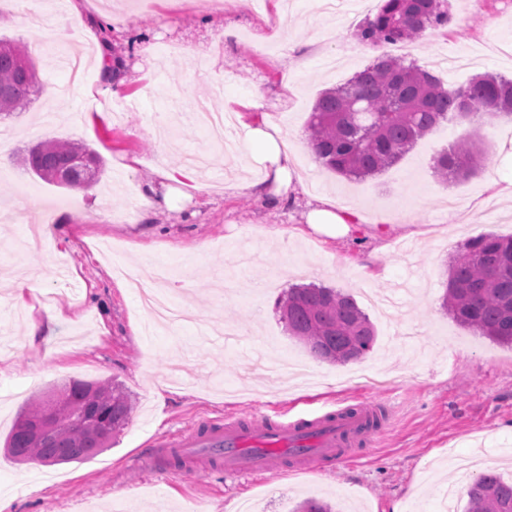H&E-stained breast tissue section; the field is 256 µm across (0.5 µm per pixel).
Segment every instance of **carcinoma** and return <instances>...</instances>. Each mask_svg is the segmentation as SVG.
Here are the masks:
<instances>
[{
    "label": "carcinoma",
    "instance_id": "cac0c4a2",
    "mask_svg": "<svg viewBox=\"0 0 512 512\" xmlns=\"http://www.w3.org/2000/svg\"><path fill=\"white\" fill-rule=\"evenodd\" d=\"M447 23L445 0H382L356 35L377 47L414 41ZM37 61L28 45L0 40V115L24 109L39 91ZM483 116L512 122V79L484 74L447 88L429 70L384 56L319 94L307 124L308 143L329 171L365 179L396 165L441 122ZM483 154L481 138L472 133L435 156L434 169L453 184L477 174ZM22 162L39 179L65 189L90 186L106 171L104 158L84 142L41 141L26 150ZM443 307L459 325L512 346V236L482 234L466 244L451 261ZM278 309L289 335L319 360H358L376 342L367 314L339 289L291 287ZM57 396L63 399V414L49 436L36 441L26 427L43 419L52 395L19 413L4 441L8 456L18 462L57 458L61 464L85 463L111 447L133 410L130 396L115 382L73 379ZM465 512H512V482L497 473L478 475Z\"/></svg>",
    "mask_w": 512,
    "mask_h": 512
}]
</instances>
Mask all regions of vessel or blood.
<instances>
[{"mask_svg":"<svg viewBox=\"0 0 512 512\" xmlns=\"http://www.w3.org/2000/svg\"><path fill=\"white\" fill-rule=\"evenodd\" d=\"M387 408L385 402L367 401L312 418L275 419L262 413L208 420L169 436L162 450L199 463L221 446L225 470L251 473L282 468L279 451L292 444L302 449L294 468L314 469L322 459L352 455L354 446H373L381 433L376 423Z\"/></svg>","mask_w":512,"mask_h":512,"instance_id":"vessel-or-blood-1","label":"vessel or blood"}]
</instances>
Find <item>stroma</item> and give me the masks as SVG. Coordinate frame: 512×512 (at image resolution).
<instances>
[{"mask_svg":"<svg viewBox=\"0 0 512 512\" xmlns=\"http://www.w3.org/2000/svg\"><path fill=\"white\" fill-rule=\"evenodd\" d=\"M381 0H349L347 22L314 0H252L247 10L194 8L183 0H85V25L118 15L110 32L124 61V84L109 89L99 59L106 46L75 31L72 0L46 13L41 0L0 11V39L38 42L40 93L5 118L13 131L0 169V272L29 273L18 302L0 292V496L11 512H294L299 501H331L337 512H464L481 472L512 480V348L458 325L442 305L451 259L482 233L512 235V203L495 184L512 180V124L487 117L448 121L375 178L348 181L325 170L306 140L318 93L345 83L373 61L355 35ZM446 30L384 45L458 86L485 72L512 78V0H448ZM236 32L225 48L222 31ZM232 112L234 155L191 120L196 101ZM260 108H251V101ZM167 113L156 126L153 117ZM269 113L287 135L303 191L272 208L227 190L262 173L246 123ZM486 143L480 173L447 185L433 158L470 131ZM48 139L88 143L106 161L93 193L50 185L24 171L21 152ZM169 193L149 209L144 182ZM361 212L357 233L330 239L302 214L312 198ZM60 229L38 248L15 245L37 208ZM284 232V240L273 237ZM374 257L377 278L363 261ZM173 268L169 289L193 322L145 333L150 316L122 270ZM292 284L338 288L356 299L377 340L362 360L384 373L373 387L350 365L312 357L289 336L277 302ZM54 310L49 347L29 346L30 316ZM71 379L122 384L134 409L116 445L92 460L46 467L8 457L3 442L17 412ZM163 388L157 406L153 391ZM387 400L390 416L361 457L317 470L288 468L245 477L197 465L141 467L154 442L206 419L249 412L295 417L364 400Z\"/></svg>","mask_w":512,"mask_h":512,"instance_id":"stroma-1","label":"stroma"}]
</instances>
